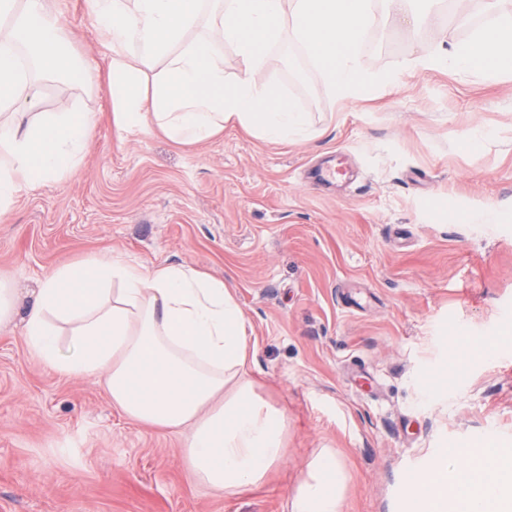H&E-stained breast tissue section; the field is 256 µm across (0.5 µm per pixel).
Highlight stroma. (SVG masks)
Returning a JSON list of instances; mask_svg holds the SVG:
<instances>
[{"mask_svg": "<svg viewBox=\"0 0 512 512\" xmlns=\"http://www.w3.org/2000/svg\"><path fill=\"white\" fill-rule=\"evenodd\" d=\"M55 6L80 59L104 67L90 0ZM376 8L357 56L393 80L361 100L335 96L302 47L268 48L266 81L309 114L297 140L121 133L105 85L46 82L43 111L76 101L97 129L80 167L0 220V275L25 304L54 269L108 253L224 281L255 392L288 412L286 458L257 487L212 492L186 471L181 435L121 415L0 325V512H285L326 448L340 512H409L410 477L441 449L512 448V73L424 64L490 26L483 0L469 25L413 33ZM335 156L345 176L314 181ZM465 338L490 347L465 357ZM436 373L452 382L434 397Z\"/></svg>", "mask_w": 512, "mask_h": 512, "instance_id": "35a3bbf8", "label": "stroma"}]
</instances>
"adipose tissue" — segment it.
<instances>
[{"label":"adipose tissue","mask_w":512,"mask_h":512,"mask_svg":"<svg viewBox=\"0 0 512 512\" xmlns=\"http://www.w3.org/2000/svg\"><path fill=\"white\" fill-rule=\"evenodd\" d=\"M106 67H81L64 16L48 0H0V217L19 193L80 166L97 115L74 103L41 109L43 79L106 78L118 131L148 130L179 144L239 126L272 142L299 138L307 115L264 81L265 50L301 45L349 101L386 75L363 70L356 48L376 22L373 0H91ZM241 71L224 76V47ZM433 66L481 74L512 67V14L455 43ZM23 321L28 348L64 375L91 377L130 420L184 433L191 479L237 494L263 482L286 454L288 415L261 401L248 377L247 326L223 281L184 265L92 258L60 267L25 313L0 279V323ZM68 345H61V331ZM340 465L321 451L289 512H339ZM411 512H512V451L442 450L411 484Z\"/></svg>","instance_id":"obj_1"}]
</instances>
